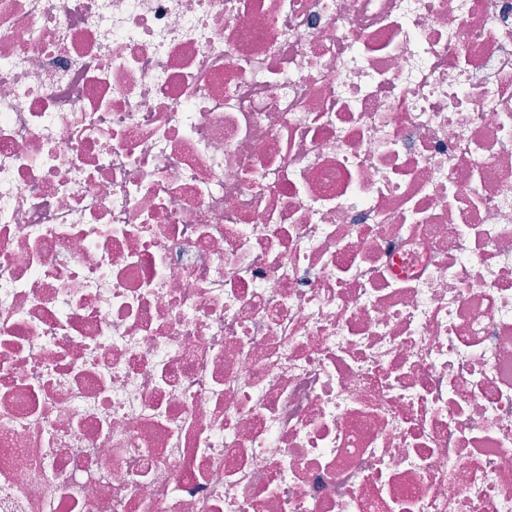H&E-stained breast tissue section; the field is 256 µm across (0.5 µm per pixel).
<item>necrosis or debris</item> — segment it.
<instances>
[{
	"mask_svg": "<svg viewBox=\"0 0 512 512\" xmlns=\"http://www.w3.org/2000/svg\"><path fill=\"white\" fill-rule=\"evenodd\" d=\"M0 512H512V0H0Z\"/></svg>",
	"mask_w": 512,
	"mask_h": 512,
	"instance_id": "necrosis-or-debris-1",
	"label": "necrosis or debris"
}]
</instances>
